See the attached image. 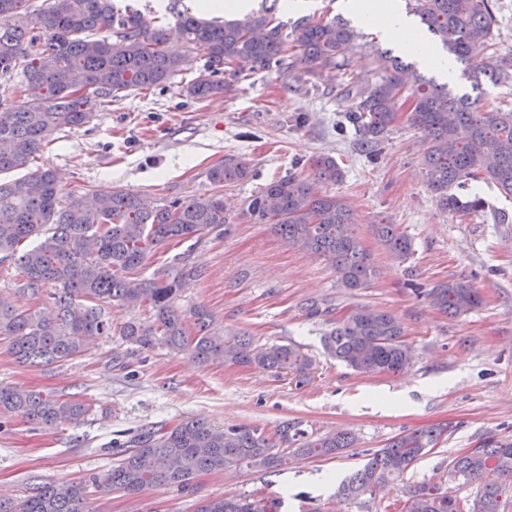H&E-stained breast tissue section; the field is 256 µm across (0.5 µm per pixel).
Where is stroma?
Listing matches in <instances>:
<instances>
[{
    "instance_id": "35a3bbf8",
    "label": "stroma",
    "mask_w": 512,
    "mask_h": 512,
    "mask_svg": "<svg viewBox=\"0 0 512 512\" xmlns=\"http://www.w3.org/2000/svg\"><path fill=\"white\" fill-rule=\"evenodd\" d=\"M254 9L274 7L287 28L299 21H343L358 37L347 70L367 79L379 52L391 51L417 73L447 84L456 94L478 91L482 100L512 110V82L483 81L472 88L462 65L443 72L401 51L375 27L357 25L350 0H297L284 10L274 0H251ZM187 62L165 88L136 91L99 109L80 128L56 133L37 166L57 171L64 191L115 188L140 195L151 205L217 191L209 169L234 155L252 176L225 185L226 230L183 241L148 255L142 276L161 266L197 267L180 309L197 305L213 316L220 333L244 332L255 344H295L312 360L308 374H272L219 361L198 365L175 352L165 338L151 348L126 342L120 329L136 312L109 305L113 333L91 339L85 352L46 367L19 363L0 342V384L51 392L89 405L75 424L39 428L15 416L0 417V497L19 499L45 483L102 474L117 463L114 443L141 430L201 418L219 428L259 426L275 431L286 420L301 421L318 434L338 430L358 444L331 459L298 460L281 471L232 468L199 474L185 489L168 487L131 496L91 488L90 512H196L213 497L255 495L281 501V512H386L406 486L446 480L449 462L475 448L483 435L512 439V196L487 182L462 184V196L477 195L483 211L457 218L439 207L428 188L421 158L422 133L399 120L378 155L368 154L358 130L344 119L341 81L311 77L297 90L269 72L243 78L225 72L224 94L202 101L181 93L204 60L176 39ZM333 156L343 172L327 191L351 206L354 229L376 268L368 287L341 288L335 270L317 255L288 247L269 225L253 223L248 198L270 181L295 175L312 178L314 157ZM389 217L413 241V253L393 259L371 232ZM465 279L483 303L452 318L416 296ZM318 313H311L310 305ZM359 306L386 310L404 326L412 362L401 372L359 374L330 358L322 338ZM447 424L435 449L375 498L346 502L336 489L370 454L407 429Z\"/></svg>"
}]
</instances>
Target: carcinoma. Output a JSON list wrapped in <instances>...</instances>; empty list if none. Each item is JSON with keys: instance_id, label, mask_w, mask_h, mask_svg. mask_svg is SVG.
Segmentation results:
<instances>
[{"instance_id": "cac0c4a2", "label": "carcinoma", "mask_w": 512, "mask_h": 512, "mask_svg": "<svg viewBox=\"0 0 512 512\" xmlns=\"http://www.w3.org/2000/svg\"><path fill=\"white\" fill-rule=\"evenodd\" d=\"M412 12L454 60L467 65L472 87L481 77L512 81V64L488 54L493 15L489 0H414ZM190 48L201 53L204 71L184 86L186 95L203 100L224 92V68L274 71L299 88L310 75L333 81L341 60L352 49L356 32L341 21H306L295 25V53L283 52L282 25L271 11L242 19L203 22L177 13ZM166 25H153L129 14L115 0H49L34 9L31 0H0V175L24 168L52 135L82 126L92 108L123 93L164 87L183 71L185 58L167 48ZM382 75L365 89L346 80L343 100L365 144L377 153L399 113L423 133L428 148L421 163L441 208L460 217L481 211L480 196L462 199L453 189L484 179L512 195V111L481 103L468 94L454 95L385 51L377 55ZM22 96V104L12 100ZM314 181L288 176L267 183L247 204V212L267 224L289 247L323 257L336 271L340 287L353 291L368 285L374 267L355 234V218L339 196L316 189L313 182H337L343 173L336 159L320 155L312 162ZM242 158L213 166L209 180L220 188L250 177ZM223 195L175 198L150 208L121 189L63 196L55 172L38 168L16 179L0 178V258L19 269L16 290L38 300L48 284L52 306L31 311L0 299V340L15 358L30 366H50L84 352L94 336L112 335L102 303L132 311L143 307L154 322L131 320L122 336L147 348L152 337L167 338L172 349L191 354L200 365L216 360L279 374L301 376L311 359L288 344L253 345L245 335L224 336L211 329L203 308L185 315L177 300L186 280L200 276L195 267L180 273L167 268L142 278L148 254L172 241L202 240L221 231ZM373 235L395 259L413 252L412 239L399 225L380 220ZM39 241L20 249L27 240ZM441 312L460 317L480 306L482 298L468 282L455 280L423 291ZM393 314L368 306L354 308L324 339L327 352L359 374L396 373L410 364L411 347ZM87 407L52 393L0 386V415L15 414L29 424L53 427L79 420ZM446 428L423 427L395 437L337 487L344 499L374 495L385 482L402 476L436 447ZM350 432L314 435L293 422L272 433L257 426L219 429L201 419L171 427L146 428L133 445L119 448V463L92 483L128 495L148 489L185 487L203 472L259 468L275 472L290 459H316L355 445ZM476 485L474 495L460 496L437 483L407 487L401 512H504L512 489V441L494 434L448 464V482ZM87 484L49 483L26 498L0 499V512H86ZM281 502L265 497L207 498L196 512H278Z\"/></svg>"}]
</instances>
